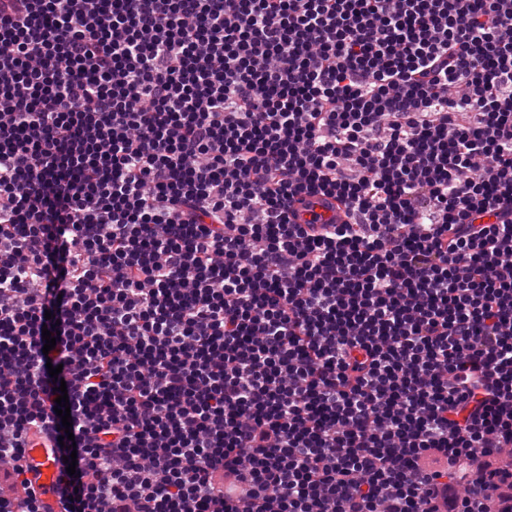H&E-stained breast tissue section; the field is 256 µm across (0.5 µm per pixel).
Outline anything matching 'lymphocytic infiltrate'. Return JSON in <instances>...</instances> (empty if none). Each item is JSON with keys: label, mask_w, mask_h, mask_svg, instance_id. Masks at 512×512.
<instances>
[{"label": "lymphocytic infiltrate", "mask_w": 512, "mask_h": 512, "mask_svg": "<svg viewBox=\"0 0 512 512\" xmlns=\"http://www.w3.org/2000/svg\"><path fill=\"white\" fill-rule=\"evenodd\" d=\"M37 432L64 512H512V0H0V512Z\"/></svg>", "instance_id": "f902f5d3"}]
</instances>
